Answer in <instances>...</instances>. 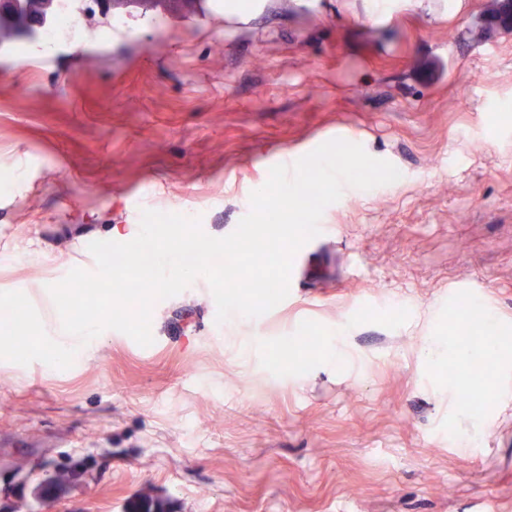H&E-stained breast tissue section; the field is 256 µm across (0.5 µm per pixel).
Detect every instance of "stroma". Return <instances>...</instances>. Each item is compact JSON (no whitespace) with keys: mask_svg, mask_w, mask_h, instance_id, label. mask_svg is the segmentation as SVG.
<instances>
[{"mask_svg":"<svg viewBox=\"0 0 512 512\" xmlns=\"http://www.w3.org/2000/svg\"><path fill=\"white\" fill-rule=\"evenodd\" d=\"M494 0H253L124 10L23 62L0 51V291L47 335L48 285L141 213L230 234L268 160L342 139L397 181L344 189L315 274L217 322L205 278L154 341L101 333L66 370L0 360V512H512V30ZM490 316L476 359L449 292ZM319 342L279 360L284 335ZM487 395L473 411L461 381Z\"/></svg>","mask_w":512,"mask_h":512,"instance_id":"1","label":"stroma"}]
</instances>
